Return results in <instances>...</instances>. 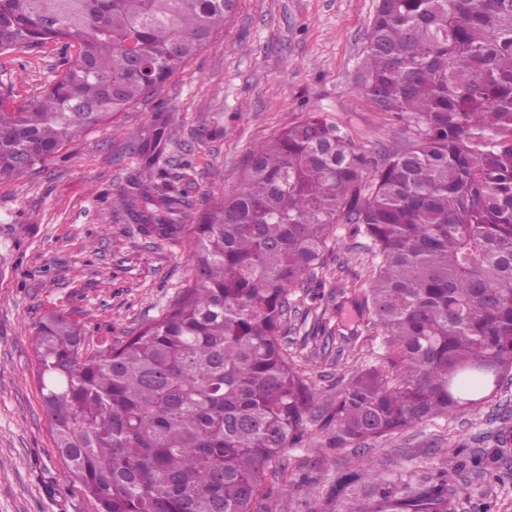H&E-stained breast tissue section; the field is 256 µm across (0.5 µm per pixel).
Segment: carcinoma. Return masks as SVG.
<instances>
[{
	"label": "carcinoma",
	"instance_id": "1",
	"mask_svg": "<svg viewBox=\"0 0 512 512\" xmlns=\"http://www.w3.org/2000/svg\"><path fill=\"white\" fill-rule=\"evenodd\" d=\"M238 0H0V54H75L36 98L0 96V182L19 180L182 69ZM358 94L415 128L379 163L312 112L255 150L200 215L192 283L119 346L83 350L49 312L33 337L55 448L100 512H276L267 470L305 440L317 393L281 341L288 294L312 280L339 221L370 241L362 316L384 362L328 411L357 441L486 397L512 372V0H377ZM156 136L136 133L150 162ZM185 179L139 171L112 206L175 238ZM375 512H448V484Z\"/></svg>",
	"mask_w": 512,
	"mask_h": 512
}]
</instances>
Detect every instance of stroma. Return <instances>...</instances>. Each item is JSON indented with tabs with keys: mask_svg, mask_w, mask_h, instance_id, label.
Segmentation results:
<instances>
[{
	"mask_svg": "<svg viewBox=\"0 0 512 512\" xmlns=\"http://www.w3.org/2000/svg\"><path fill=\"white\" fill-rule=\"evenodd\" d=\"M376 0H240L223 31L184 68L115 119L68 143L23 179L0 183V512H97L55 448L36 379L32 338L46 311L68 314L85 346L120 344L160 318L191 281L198 216L235 190L250 153L280 130L320 112L372 156L406 142L411 126L378 112L355 85ZM70 51L49 43L0 55V90L15 103L39 96ZM166 125L158 163L186 173L190 215L177 238L145 236L113 211L112 195L141 166L129 132ZM316 278L289 297L288 357L328 407L351 375L384 350L366 325L339 324L372 278L368 241L337 225ZM512 430V378L480 404L406 431L341 442L318 420L306 444L288 449L262 491L278 512L368 509L378 488L394 496L441 478L449 512H512V454L496 477L469 460ZM373 465L379 487H338Z\"/></svg>",
	"mask_w": 512,
	"mask_h": 512,
	"instance_id": "obj_1",
	"label": "stroma"
}]
</instances>
